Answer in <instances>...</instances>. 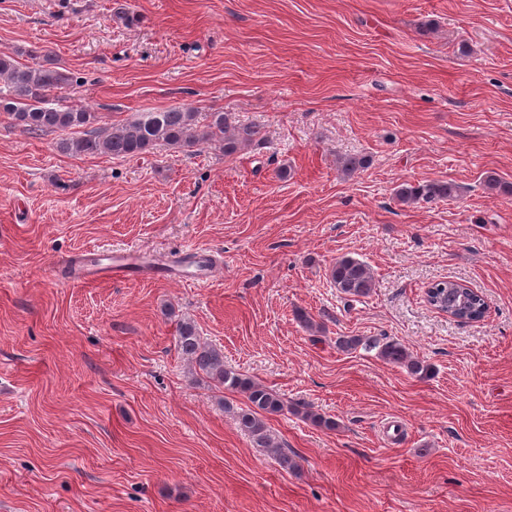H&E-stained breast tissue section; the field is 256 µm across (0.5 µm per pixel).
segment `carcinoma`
Returning <instances> with one entry per match:
<instances>
[{
	"mask_svg": "<svg viewBox=\"0 0 512 512\" xmlns=\"http://www.w3.org/2000/svg\"><path fill=\"white\" fill-rule=\"evenodd\" d=\"M18 54L29 56L34 63L23 64L14 55L0 54V112L34 133L85 128L80 136L60 140L58 148L65 154H111L131 158L147 154L162 143L188 150L202 142L217 140L222 144L224 154L232 155L262 139L260 127L232 128L222 112L210 113L209 123L201 127L197 112L191 107L140 112L135 119L116 123L102 132L94 127L97 116L90 109L78 105L62 107L57 103L59 95L73 88L77 78L51 63L37 61L40 51L35 48L20 50ZM485 185L497 195L512 196V182L495 175H488ZM459 193L457 184L433 180L416 185L404 183L396 189L395 196L404 204H428L453 199ZM330 278L339 293L353 300L369 296L375 287L368 267L351 256L336 259L330 269ZM428 297L436 307L458 318L476 320L485 310L482 296L457 281L433 284ZM176 343L195 374L203 375L225 389L245 394L249 406L238 414L239 427L256 446L269 449L282 467L293 466L292 459L279 447L266 422V416L288 409L283 398L266 385L227 368L223 350L203 341L191 321L179 322ZM370 347L378 349L383 360L404 366L415 376L426 378L431 374V367L413 359L398 340L374 342Z\"/></svg>",
	"mask_w": 512,
	"mask_h": 512,
	"instance_id": "1",
	"label": "carcinoma"
}]
</instances>
